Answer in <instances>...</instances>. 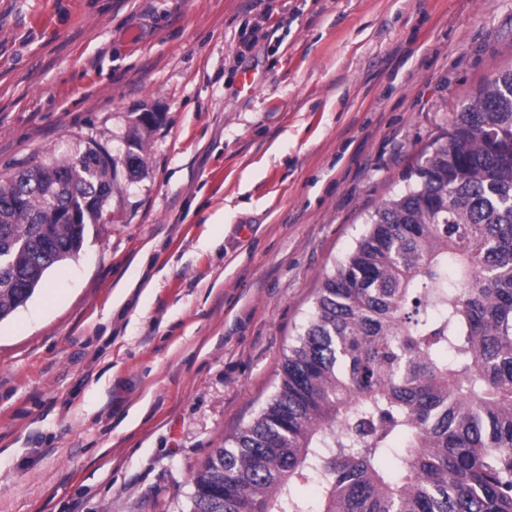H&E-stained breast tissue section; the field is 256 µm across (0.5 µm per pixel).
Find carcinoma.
I'll use <instances>...</instances> for the list:
<instances>
[{
    "mask_svg": "<svg viewBox=\"0 0 512 512\" xmlns=\"http://www.w3.org/2000/svg\"><path fill=\"white\" fill-rule=\"evenodd\" d=\"M107 154L91 141L0 186V320L81 251L93 195L125 178ZM62 173L74 224L49 197ZM407 179L322 281L271 400L194 476L190 512H309L311 481L320 512H512V68Z\"/></svg>",
    "mask_w": 512,
    "mask_h": 512,
    "instance_id": "1",
    "label": "carcinoma"
}]
</instances>
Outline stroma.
<instances>
[{"label":"stroma","mask_w":512,"mask_h":512,"mask_svg":"<svg viewBox=\"0 0 512 512\" xmlns=\"http://www.w3.org/2000/svg\"><path fill=\"white\" fill-rule=\"evenodd\" d=\"M511 67L512 0H0V185L161 115L116 220L0 320V512H187L324 277Z\"/></svg>","instance_id":"1"}]
</instances>
